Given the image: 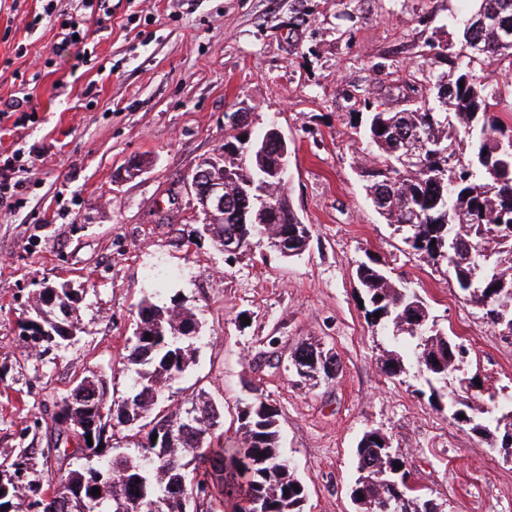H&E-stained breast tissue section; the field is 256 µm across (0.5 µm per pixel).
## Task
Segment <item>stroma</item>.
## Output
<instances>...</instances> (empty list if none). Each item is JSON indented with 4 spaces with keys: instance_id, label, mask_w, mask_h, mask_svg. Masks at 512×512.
Listing matches in <instances>:
<instances>
[{
    "instance_id": "obj_1",
    "label": "stroma",
    "mask_w": 512,
    "mask_h": 512,
    "mask_svg": "<svg viewBox=\"0 0 512 512\" xmlns=\"http://www.w3.org/2000/svg\"><path fill=\"white\" fill-rule=\"evenodd\" d=\"M79 0H0V153L17 154L22 188L0 206V460L41 453L76 378L94 369L125 390L119 361L143 297L177 299L204 331L171 397L205 390L237 445L249 392L273 404L282 451L307 491L306 512H356L357 444L377 429L403 452L421 493L443 512H512V462L419 394L413 374L377 361L388 345L360 308L357 265L374 258L410 282L469 353L477 404L512 403V340L466 302L454 278L409 252L375 212L360 168L371 107L405 108L458 45L473 0H95L84 64L61 45ZM512 125V66L487 61ZM287 138V192L311 224L307 250L262 246L227 263L189 189L198 162L223 148L228 115ZM141 162L138 176L128 174ZM85 288L76 336L41 352L19 323L45 284ZM319 341L334 379L298 383L294 349Z\"/></svg>"
}]
</instances>
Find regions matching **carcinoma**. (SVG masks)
<instances>
[{
	"instance_id": "carcinoma-1",
	"label": "carcinoma",
	"mask_w": 512,
	"mask_h": 512,
	"mask_svg": "<svg viewBox=\"0 0 512 512\" xmlns=\"http://www.w3.org/2000/svg\"><path fill=\"white\" fill-rule=\"evenodd\" d=\"M462 40L477 51L450 56L454 78L437 75L436 93L427 101L370 113L365 190L411 251L446 266L466 301L494 329L512 336V126L492 111L497 90L475 75L476 65L487 58L512 66V0H476L463 21ZM231 128L236 133L224 143V171L234 180L226 184L224 225L209 238L219 248L232 233L242 253L264 242L280 254L278 241L262 236L270 224L291 249L305 252L311 225L283 202V192L267 190L268 168L277 163L279 147L266 132L253 137L236 121ZM356 276L366 314L395 345L408 347L404 355L384 350L378 358L381 369L399 376L406 373L405 365L414 366L437 401L448 397V386L463 384L456 377L457 343L441 331L415 289L391 282L373 259L360 263ZM52 292L40 289L34 315L22 320L21 336L33 348L72 340L56 322L74 327L68 314L78 308L79 298L65 292L50 306L45 297ZM185 325L194 326L196 335H183ZM200 333L196 314L176 300L168 305L141 300L130 346L120 357L135 366L131 390L116 396L93 370L77 378L61 400L56 441L83 436L93 423L100 429L96 445L79 457L55 448L58 468L49 475L50 500L41 498V484L29 482L28 505H40V512H54L56 502L68 505L67 512H212L211 503L223 500L231 512H252L251 502L260 498L264 512H305L306 488L284 460L279 414L267 399L254 394L241 400L236 416L241 438L234 448L224 447V428L212 420L224 412L206 393L174 409L158 408L193 362ZM316 351L321 348L312 342L297 347L293 371H314L308 358ZM451 408L491 446L500 429L512 430V406L490 420L470 397L455 393ZM134 423L136 448L116 451L114 428ZM164 428L173 433L172 442L151 440ZM31 460L23 448L12 461L0 462V508L23 496L10 473L29 470ZM357 461L351 497L362 512H431V500L410 493L404 481L409 469L399 449L367 448L360 442ZM95 487L100 489L96 496Z\"/></svg>"
}]
</instances>
